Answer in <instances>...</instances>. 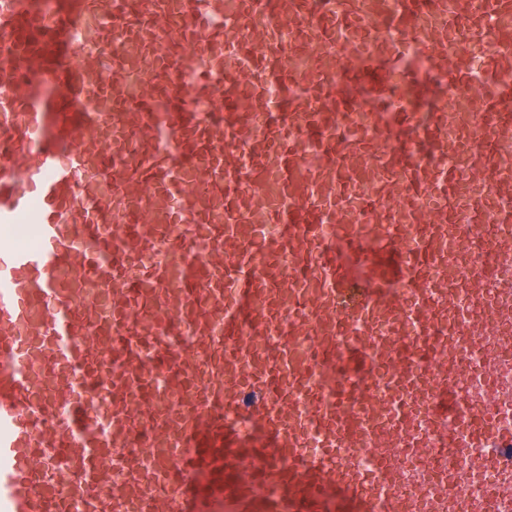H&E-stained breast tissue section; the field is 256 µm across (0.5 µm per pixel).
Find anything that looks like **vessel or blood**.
Here are the masks:
<instances>
[{
  "instance_id": "b4317fda",
  "label": "vessel or blood",
  "mask_w": 512,
  "mask_h": 512,
  "mask_svg": "<svg viewBox=\"0 0 512 512\" xmlns=\"http://www.w3.org/2000/svg\"><path fill=\"white\" fill-rule=\"evenodd\" d=\"M503 149L512 0H0V512H398L447 446L511 484Z\"/></svg>"
}]
</instances>
